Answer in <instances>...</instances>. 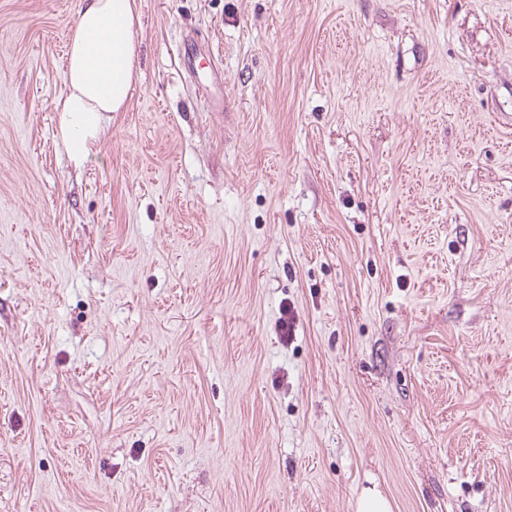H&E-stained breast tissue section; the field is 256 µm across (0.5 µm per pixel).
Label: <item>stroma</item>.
I'll use <instances>...</instances> for the list:
<instances>
[{
    "instance_id": "1",
    "label": "stroma",
    "mask_w": 512,
    "mask_h": 512,
    "mask_svg": "<svg viewBox=\"0 0 512 512\" xmlns=\"http://www.w3.org/2000/svg\"><path fill=\"white\" fill-rule=\"evenodd\" d=\"M81 6L0 0V512H512V0H136L77 163ZM72 28L58 130L79 162L97 139L103 112H122L137 76L140 17L135 0H83ZM356 512H391L388 500L375 490H365L357 499Z\"/></svg>"
}]
</instances>
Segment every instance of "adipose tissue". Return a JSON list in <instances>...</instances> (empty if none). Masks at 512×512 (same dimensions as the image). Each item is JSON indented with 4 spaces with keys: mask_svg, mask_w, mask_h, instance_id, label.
<instances>
[{
    "mask_svg": "<svg viewBox=\"0 0 512 512\" xmlns=\"http://www.w3.org/2000/svg\"><path fill=\"white\" fill-rule=\"evenodd\" d=\"M135 0H84L72 28L64 90L55 109L69 155L82 160L102 133V115L123 111L137 76Z\"/></svg>",
    "mask_w": 512,
    "mask_h": 512,
    "instance_id": "adipose-tissue-1",
    "label": "adipose tissue"
}]
</instances>
